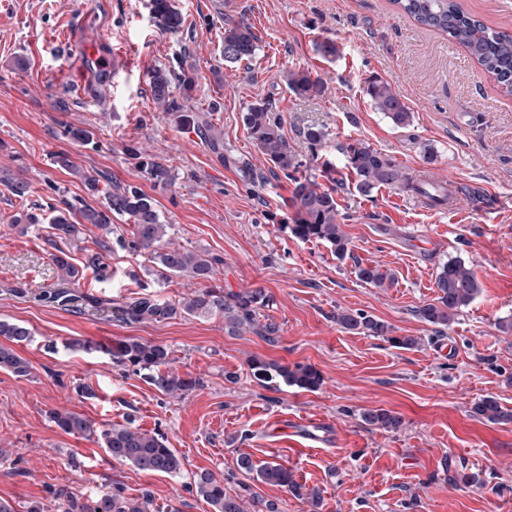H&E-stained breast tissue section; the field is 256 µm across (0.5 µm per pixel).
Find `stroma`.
I'll use <instances>...</instances> for the list:
<instances>
[{
  "mask_svg": "<svg viewBox=\"0 0 512 512\" xmlns=\"http://www.w3.org/2000/svg\"><path fill=\"white\" fill-rule=\"evenodd\" d=\"M182 28L171 34L153 22L149 0H0V318L28 327L34 339L18 352L29 379L0 372V499L16 512L40 502L64 512L66 498L91 504L105 492L150 493L161 512H213L191 490L197 474L246 480L237 461L277 460L318 507L281 487L257 482L252 491L279 512H512V424L478 418L475 405L495 397L512 409V94L459 45L402 15L392 0H176ZM246 21L260 38L250 63L222 54L227 25ZM80 36L84 53L123 57L118 72L72 73L68 46ZM332 39L334 60L314 45ZM187 66L191 98L174 91L193 125L157 109L151 75ZM307 70L325 94L299 97L285 76ZM387 82L412 112L394 126L365 94L370 79ZM268 103L303 173L319 184L321 149L304 128L331 140L359 139L409 177L454 180L456 210L414 205L413 193L383 187L357 191L345 157L336 166V201L351 241L345 259L330 247L302 242L280 225L291 214L293 185L273 170L252 142L243 116ZM85 131V139L73 130ZM140 147L167 166L172 181L154 185L128 150ZM67 154L74 165L55 163ZM101 173L90 192L78 170ZM30 184L13 195L5 179ZM132 185L150 196L174 244L223 257L225 291L264 289L274 297L265 318L279 326L274 341L252 331L233 336L221 316L122 323L88 305L86 296L130 297L142 287L175 301L188 279L148 275L147 256L123 249L128 217L109 227L82 228L74 264L107 242L111 279L85 272L74 284L78 306L47 303L58 286L49 223L19 232V212L52 215L64 203L104 208L105 192ZM477 201H470V192ZM457 258L480 284L476 299L449 327L425 322L420 307L437 295L438 268ZM390 269L391 287L356 275L357 265ZM359 311L413 336L410 349L342 328L336 314ZM73 338L108 344L137 338L165 346L169 367L201 385L181 400L162 396L143 377L109 356L67 349ZM258 357L314 366V392L260 384L248 362ZM90 387L91 395L81 394ZM383 408L403 427L387 433L362 423ZM74 411L97 428L133 423L160 434L184 465L179 476L150 475L113 461L98 436L64 433L52 411Z\"/></svg>",
  "mask_w": 512,
  "mask_h": 512,
  "instance_id": "obj_1",
  "label": "stroma"
}]
</instances>
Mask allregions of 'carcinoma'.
Wrapping results in <instances>:
<instances>
[{
  "instance_id": "cac0c4a2",
  "label": "carcinoma",
  "mask_w": 512,
  "mask_h": 512,
  "mask_svg": "<svg viewBox=\"0 0 512 512\" xmlns=\"http://www.w3.org/2000/svg\"><path fill=\"white\" fill-rule=\"evenodd\" d=\"M401 10L417 24L448 36V40L463 47L470 56L489 73L497 86L512 91V32L496 30L466 12L457 0H393ZM150 10L155 24L171 33L178 32L183 23L182 15L174 0H150ZM260 50L259 37L254 28L239 22L224 28V62L237 64L252 61ZM288 89L297 96L321 95L326 86L320 79L305 70L290 71L286 76ZM153 100L166 112L181 111L177 100L172 98L171 74L164 68L157 69L151 77ZM371 106L382 113L396 127H405L412 121L410 108L392 90L379 80H371L366 88ZM244 123L258 149L267 159L291 178L294 184L292 205L294 208L288 221L281 228L300 241H319L329 246L336 256L343 259L349 252V238L339 222L336 189L323 188L315 178L306 174L298 177L301 162L288 145L281 123L272 116L267 103H254L244 114ZM305 140L312 146L324 149L329 146V133L321 127L310 126L303 131ZM344 155L347 167L356 175V187L369 193L380 187L403 191H414L429 197L434 203L447 200L444 191L434 194L423 184L415 183L389 158L369 144L354 140L337 145ZM132 158L147 178L156 185H166L171 180L170 170L149 155L136 148L129 149ZM73 207L69 206L49 218L55 236L71 242L82 234L80 225L68 218ZM81 218L86 224L107 226L112 215L126 216L134 224L133 238L123 242L132 251H145L150 271L158 280L186 277L189 281L209 282L204 288L193 289L178 302L167 301L152 292L139 293L135 297L114 299L105 302L91 299L96 307L108 306L112 317L125 323H161L176 316L205 318L224 317L225 327L231 333L244 328L258 329L264 336H274L279 327L273 322L260 324V312L273 303L272 296L261 288L242 292H224L218 284V270L224 259L205 250L177 246L165 241L167 225L163 224L152 199L136 186H128L109 193L106 209L83 207ZM59 271L60 284L46 299L60 307H69L76 298L67 289V284L78 281L83 272L71 263L70 255L63 249L53 255ZM84 268H90L101 279L110 275L108 265L100 254L87 256ZM357 276L367 284L388 288L394 283L393 274L379 265L360 266ZM438 296L435 302L418 310L426 322L448 326L456 315L467 307L480 292V285L472 268L458 259L443 263L436 275ZM336 322L346 330L357 331L367 336L383 337L398 348L418 345V339L408 336H393L391 328L363 313L341 312ZM32 340L30 330L18 323L0 319V372H6L17 380L31 375L30 362L21 356L15 346ZM65 346L85 352L101 351L110 356L112 363L142 373L147 382L160 394L172 398H185L200 386V380L189 375L181 376L167 368L169 351L166 347L139 339L116 340L109 345H100L89 340L71 339ZM253 377L260 383L295 387L315 391L323 379L318 370L309 365L293 367L253 358L249 361ZM477 415L499 424L512 422V410L505 408L493 397L478 402ZM51 419L67 434L100 435L106 453L112 460L127 463L148 474L177 476L183 462L175 449L167 447L163 436L148 433L129 424H117L96 431L94 423L87 417L71 411H54ZM362 421L387 432H397L402 419L385 409L364 411ZM238 469L250 479L271 486H279L296 497H313L303 493V487L294 480L288 468L276 461L256 464L248 456L238 460ZM243 492L229 493L224 481L210 472H201L193 480L192 490L213 508V512H278L276 504L253 492L248 485ZM68 512H158L154 498L145 493L139 497H126L121 492H105L86 507L74 499L68 500Z\"/></svg>"
}]
</instances>
